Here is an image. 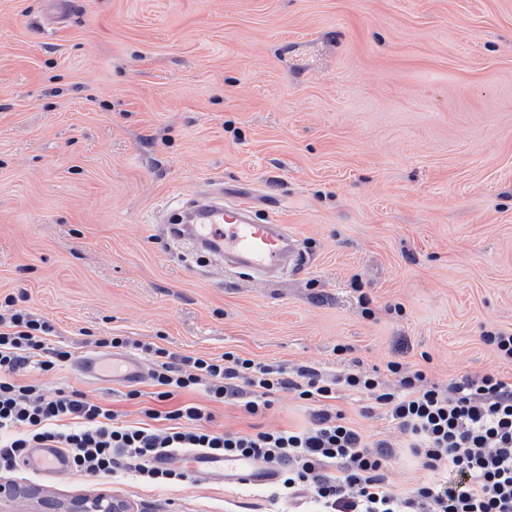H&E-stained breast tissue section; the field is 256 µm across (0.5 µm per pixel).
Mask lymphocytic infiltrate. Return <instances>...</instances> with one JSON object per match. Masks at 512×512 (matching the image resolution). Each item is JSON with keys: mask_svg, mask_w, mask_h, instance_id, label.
I'll use <instances>...</instances> for the list:
<instances>
[{"mask_svg": "<svg viewBox=\"0 0 512 512\" xmlns=\"http://www.w3.org/2000/svg\"><path fill=\"white\" fill-rule=\"evenodd\" d=\"M53 333L48 321L6 298L0 311L1 471L27 463L30 449L62 448L75 473L109 477L125 469L147 484L169 487L185 483L187 473L151 467V458L206 449L277 465L276 495L306 489L318 512H512V380L501 374H469L440 385L420 367L390 361L393 384L359 371L335 383L311 367L291 373L232 351L176 354L127 336L96 339L97 347L148 357L162 402L200 388L215 402L242 401L255 416L266 414L282 390L314 405L303 430L230 434L212 429L211 414L195 404L147 407L144 421L123 422L83 393H49L20 380L22 372H48L71 359L68 346L52 343ZM340 385L366 393L386 411L430 481L404 496L391 490L387 468L398 451L384 441L369 443L347 422L334 404Z\"/></svg>", "mask_w": 512, "mask_h": 512, "instance_id": "lymphocytic-infiltrate-1", "label": "lymphocytic infiltrate"}]
</instances>
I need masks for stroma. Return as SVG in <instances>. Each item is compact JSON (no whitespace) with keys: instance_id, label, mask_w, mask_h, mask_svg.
I'll return each mask as SVG.
<instances>
[{"instance_id":"obj_1","label":"stroma","mask_w":512,"mask_h":512,"mask_svg":"<svg viewBox=\"0 0 512 512\" xmlns=\"http://www.w3.org/2000/svg\"><path fill=\"white\" fill-rule=\"evenodd\" d=\"M0 0V301L48 319L73 362L25 373L138 421L207 407L226 433L297 430L275 394L253 417L200 390L95 385L101 336L241 356L328 379L425 364L435 383L497 371L512 331V0ZM224 187L287 225L303 260L210 275L163 217ZM369 442L401 435L365 397L335 401ZM63 502L134 512H312L308 493L201 478L9 474ZM482 340L493 347L501 360L512 363V332L487 330ZM40 512H128L129 507L112 497L101 495L94 499L75 498L67 503L41 500Z\"/></svg>"}]
</instances>
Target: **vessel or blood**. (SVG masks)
I'll use <instances>...</instances> for the list:
<instances>
[{
  "mask_svg": "<svg viewBox=\"0 0 512 512\" xmlns=\"http://www.w3.org/2000/svg\"><path fill=\"white\" fill-rule=\"evenodd\" d=\"M253 205L246 200L224 203L222 198L204 196L196 202L187 223L171 224L168 237L189 249L206 254L209 260L226 268L267 271L297 261V239L284 224H259L253 218ZM89 380L98 382L140 380L145 369L132 357L86 355L78 364ZM159 465H177L189 475L234 485H267L277 480L276 471L255 460L207 452H191L159 457ZM30 470L62 475L69 471L67 454L59 448H36L31 453Z\"/></svg>",
  "mask_w": 512,
  "mask_h": 512,
  "instance_id": "obj_1",
  "label": "vessel or blood"
}]
</instances>
